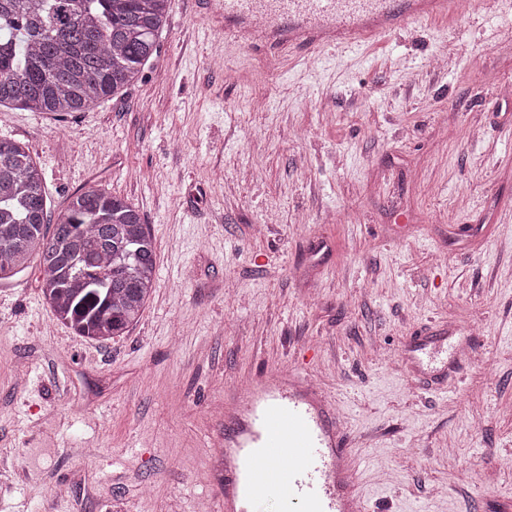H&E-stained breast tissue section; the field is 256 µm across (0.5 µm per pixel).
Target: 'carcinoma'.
<instances>
[{"label": "carcinoma", "instance_id": "cac0c4a2", "mask_svg": "<svg viewBox=\"0 0 512 512\" xmlns=\"http://www.w3.org/2000/svg\"><path fill=\"white\" fill-rule=\"evenodd\" d=\"M171 0H0V106L63 115L122 94L158 52ZM36 262L56 320L91 340L123 335L152 294L156 246L139 210L90 189L55 220L45 177L0 138V281Z\"/></svg>", "mask_w": 512, "mask_h": 512}]
</instances>
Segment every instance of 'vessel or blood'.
<instances>
[{
    "label": "vessel or blood",
    "instance_id": "1",
    "mask_svg": "<svg viewBox=\"0 0 512 512\" xmlns=\"http://www.w3.org/2000/svg\"><path fill=\"white\" fill-rule=\"evenodd\" d=\"M456 0H223L224 35L310 51L358 47ZM222 450L213 468L224 512H362L337 410L306 378L269 370L224 395Z\"/></svg>",
    "mask_w": 512,
    "mask_h": 512
}]
</instances>
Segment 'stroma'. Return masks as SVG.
<instances>
[{
  "label": "stroma",
  "mask_w": 512,
  "mask_h": 512,
  "mask_svg": "<svg viewBox=\"0 0 512 512\" xmlns=\"http://www.w3.org/2000/svg\"><path fill=\"white\" fill-rule=\"evenodd\" d=\"M171 0L127 92L0 107L48 209L97 188L156 242L138 323H59L37 267L0 282V512H200L225 389L281 368L337 405L367 512H512V12L381 46L255 47ZM417 336L440 381L413 374Z\"/></svg>",
  "instance_id": "stroma-1"
}]
</instances>
